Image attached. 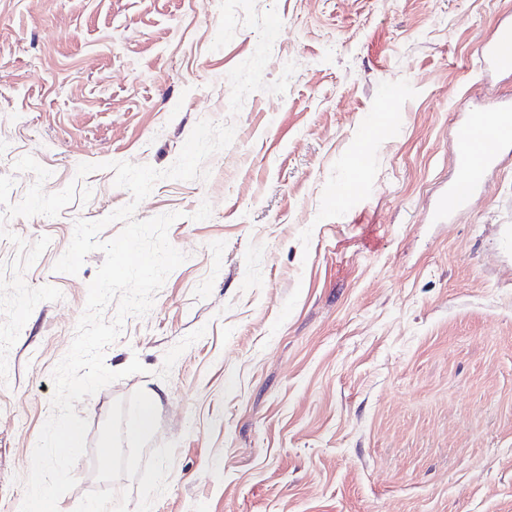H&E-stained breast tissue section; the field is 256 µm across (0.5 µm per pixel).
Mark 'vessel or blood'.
<instances>
[{
    "label": "vessel or blood",
    "mask_w": 512,
    "mask_h": 512,
    "mask_svg": "<svg viewBox=\"0 0 512 512\" xmlns=\"http://www.w3.org/2000/svg\"><path fill=\"white\" fill-rule=\"evenodd\" d=\"M481 76L512 74V20L497 21L491 37L477 54ZM452 170L431 215L433 223H448L486 190L491 171L512 155V101H499L491 111L466 113L453 138ZM364 182V159L356 157L336 190L337 205L357 198Z\"/></svg>",
    "instance_id": "obj_1"
}]
</instances>
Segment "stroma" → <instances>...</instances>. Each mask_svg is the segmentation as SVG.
<instances>
[{
	"label": "stroma",
	"mask_w": 512,
	"mask_h": 512,
	"mask_svg": "<svg viewBox=\"0 0 512 512\" xmlns=\"http://www.w3.org/2000/svg\"><path fill=\"white\" fill-rule=\"evenodd\" d=\"M512 0H0V175L19 202L76 183L59 215L6 218L47 250L0 384V512H19L52 371L104 261L54 270L77 220L130 203L113 161L163 170L201 120L231 123L208 179L158 181L185 261L105 351L144 370L77 403L89 424L62 512H512V157L450 224L428 213L450 134L512 77L475 72ZM396 98H385L388 88ZM383 130L362 140L366 115ZM364 187L330 200L357 151ZM82 163L98 169L77 178ZM210 218L193 220L202 202ZM151 429L129 436L149 391Z\"/></svg>",
	"instance_id": "obj_1"
}]
</instances>
